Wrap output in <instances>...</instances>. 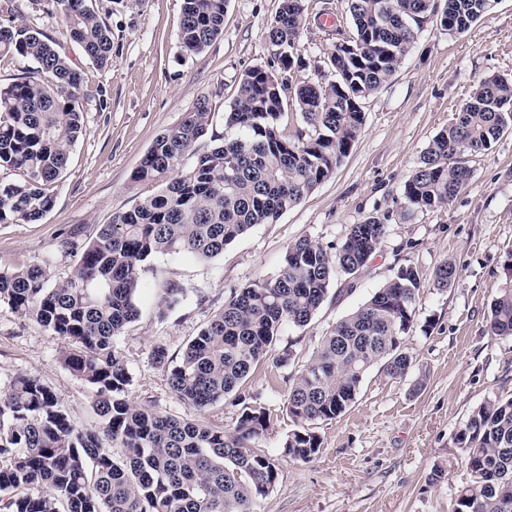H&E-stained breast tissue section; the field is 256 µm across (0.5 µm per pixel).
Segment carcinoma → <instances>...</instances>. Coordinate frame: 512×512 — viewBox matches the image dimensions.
<instances>
[{"label":"carcinoma","mask_w":512,"mask_h":512,"mask_svg":"<svg viewBox=\"0 0 512 512\" xmlns=\"http://www.w3.org/2000/svg\"><path fill=\"white\" fill-rule=\"evenodd\" d=\"M351 20L336 28L327 56L335 79L289 88L277 74L253 67L242 74L225 123L241 131L196 162L186 155L208 132L213 113L206 99L158 137L132 174L149 184L172 175L162 190L102 224L83 246L65 281L52 282L47 263L0 271V305L34 320L64 341L60 360L92 390L99 428L82 430L53 391L18 375L0 393V512H256L257 501L279 481L277 462L250 445L269 426L266 410L245 405L235 425L215 428L181 421L126 399L131 377L115 337L140 316L143 263L157 255L211 260L257 224H271L305 194L331 178L364 124L363 105L393 75L435 0H336ZM228 0H182L181 46L202 51L224 30ZM61 15L71 41L100 67L112 63V31L87 0H43ZM491 0H443L440 27L462 34ZM17 0H0V55L26 58L36 67L0 87V223L30 224L54 206L50 186L67 168L81 132L83 73L33 27L15 23ZM303 13L301 0H281L271 42L285 48L282 67L294 64ZM305 128L284 135L288 105ZM512 131V77L481 80L448 127L429 143L404 185L408 206L422 213L445 207L466 186L467 157L487 150ZM389 216L350 227L343 242L321 245L303 237L285 254L279 275L242 288L224 300L179 360L154 347L176 398L202 410L241 390L257 364L288 365L292 352H275L287 324L307 325L339 273L347 290L382 245ZM456 265L442 261L433 284L450 287ZM422 281L411 264L397 268L382 287L333 326L293 379L286 398L298 429L284 451L307 461L321 447L309 425L334 419L352 404L369 370L384 366L391 378L413 367L405 351ZM488 331L512 337V280L490 305ZM105 435L121 449L106 448ZM472 480L458 494L455 512H512V398L489 399L474 409L454 436Z\"/></svg>","instance_id":"1"}]
</instances>
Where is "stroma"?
Returning a JSON list of instances; mask_svg holds the SVG:
<instances>
[{"instance_id": "1", "label": "stroma", "mask_w": 512, "mask_h": 512, "mask_svg": "<svg viewBox=\"0 0 512 512\" xmlns=\"http://www.w3.org/2000/svg\"><path fill=\"white\" fill-rule=\"evenodd\" d=\"M324 2L302 0L298 49L305 65L299 75L315 83L333 78L326 59L335 39L320 28L317 16ZM89 3L112 31L107 68L83 56L61 16L45 13L41 0H18L23 22L81 69L87 99L82 133L52 187V211L35 223L0 224L3 270L46 260L55 280L66 279L78 256L61 247L64 237L83 241L163 187L160 179L132 180L159 135L197 100L208 99L213 134L186 157L193 164L215 138L237 136V129L225 127L224 111L243 72L281 67L269 39L280 0H228L223 33L192 55L178 37L181 0ZM491 74H512V0H493L458 35L430 20L391 78L366 101L364 125L349 155L277 222L255 225L209 261L158 255L145 263L140 317L115 339L131 376L128 399L229 429L243 404L227 399L200 412L180 402L166 372L152 361L154 346L164 345L180 358L186 342L234 291L278 275L288 245L298 238L338 245L351 225L373 214L390 217L388 235L357 276L356 288L346 291L345 275H337L308 325L282 330L277 346L291 349L289 365L261 362L244 387L246 402L260 404L270 417L252 450L276 459L280 468L276 488L258 501L257 512H454L459 490L471 480L454 444L456 431L485 401L512 397V338L490 335L487 327L512 253V133L469 157L471 178L447 206L408 213L403 191L433 137L452 121L473 86ZM446 259L456 264L458 276L441 290L432 277ZM408 263L423 281L406 345L412 370L396 380L373 367L343 414L313 424L322 445L312 459L289 460L283 445L295 425L284 402L291 379L336 322ZM170 283L183 288L184 296L161 317L158 306ZM62 346L59 337L0 305V390L16 375L35 377L55 393L77 427L97 428L92 393L61 364Z\"/></svg>"}]
</instances>
